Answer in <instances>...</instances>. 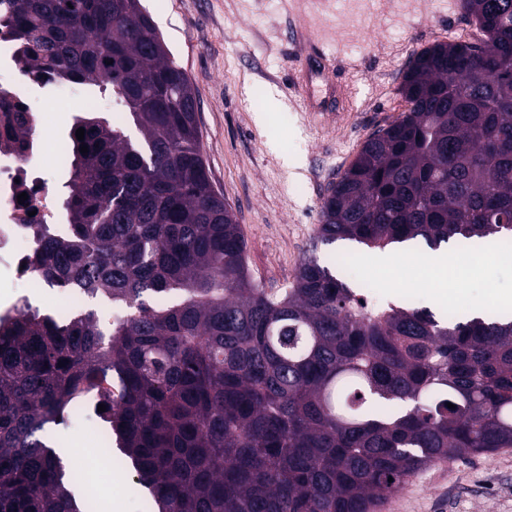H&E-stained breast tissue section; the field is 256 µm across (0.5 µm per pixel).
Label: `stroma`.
Wrapping results in <instances>:
<instances>
[{
	"label": "stroma",
	"mask_w": 512,
	"mask_h": 512,
	"mask_svg": "<svg viewBox=\"0 0 512 512\" xmlns=\"http://www.w3.org/2000/svg\"><path fill=\"white\" fill-rule=\"evenodd\" d=\"M197 100L201 144L210 180L240 224L252 277L269 292L291 288L302 260L334 265L336 245L316 244L320 207L365 140L405 111L399 91L410 55L438 41L474 36L461 0H142ZM319 42L337 57L351 87L342 115L318 123L290 102L292 58L300 41ZM103 116L117 108L96 87L57 97L47 87L33 103L47 115L50 139L66 136L87 101ZM471 275L459 293L435 297L419 269L382 274L381 301L402 300L438 314L478 303L493 307L512 290V262L491 249L470 250ZM111 487L89 483L98 512H157L131 468L113 464ZM378 512H512V448L438 460L421 470Z\"/></svg>",
	"instance_id": "obj_1"
}]
</instances>
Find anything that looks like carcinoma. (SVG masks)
Returning a JSON list of instances; mask_svg holds the SVG:
<instances>
[{"instance_id":"obj_1","label":"carcinoma","mask_w":512,"mask_h":512,"mask_svg":"<svg viewBox=\"0 0 512 512\" xmlns=\"http://www.w3.org/2000/svg\"><path fill=\"white\" fill-rule=\"evenodd\" d=\"M10 2L0 36L43 83L124 107L74 118L68 231L35 225L25 270L126 316L0 318V512H90L40 432L92 391L159 512H372L437 459L512 447V319L365 308L315 257L268 293L212 187L189 76L140 0ZM463 8L479 38L413 53L407 110L330 186L321 243L512 242V0ZM13 122L30 145L29 113Z\"/></svg>"}]
</instances>
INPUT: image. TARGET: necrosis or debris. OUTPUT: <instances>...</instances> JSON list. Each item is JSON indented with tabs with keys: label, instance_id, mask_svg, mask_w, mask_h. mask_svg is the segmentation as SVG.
<instances>
[{
	"label": "necrosis or debris",
	"instance_id": "necrosis-or-debris-1",
	"mask_svg": "<svg viewBox=\"0 0 512 512\" xmlns=\"http://www.w3.org/2000/svg\"><path fill=\"white\" fill-rule=\"evenodd\" d=\"M15 44L0 38V72L7 78L0 83V266L15 277H25V259L36 247L33 227L37 224L62 231L61 206L57 193L44 170L25 160L19 147L2 148L11 126L12 115L29 106L38 86L26 78L18 61ZM25 202H18V195Z\"/></svg>",
	"mask_w": 512,
	"mask_h": 512
}]
</instances>
